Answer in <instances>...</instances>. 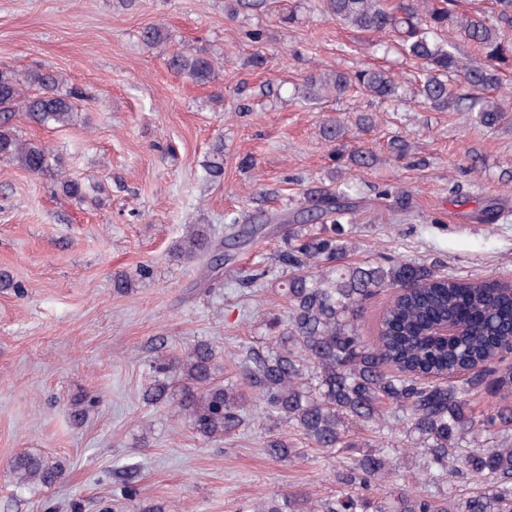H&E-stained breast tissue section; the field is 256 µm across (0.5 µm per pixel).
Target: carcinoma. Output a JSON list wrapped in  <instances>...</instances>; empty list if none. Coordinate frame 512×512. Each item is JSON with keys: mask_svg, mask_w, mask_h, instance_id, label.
Instances as JSON below:
<instances>
[{"mask_svg": "<svg viewBox=\"0 0 512 512\" xmlns=\"http://www.w3.org/2000/svg\"><path fill=\"white\" fill-rule=\"evenodd\" d=\"M331 19L364 31L396 36L401 50L423 64L420 89L424 104L438 111L476 109L479 123L500 125L512 104L498 95L499 67L512 51L504 28L479 16H459L447 2L435 0H320ZM474 45L480 60L440 41L448 27ZM149 47L167 41L160 26L141 31ZM168 69L195 83L215 78L208 52L176 51L165 58ZM354 88L394 100L401 96L393 75L376 69L354 74L319 70L307 75L298 92L306 101L340 98ZM78 92L63 90L52 70L16 71L0 67V161L35 175L47 169L48 152L14 128L19 110L43 126L72 123ZM207 177H224V148L217 144L203 163ZM57 186L82 199L84 183L66 175ZM350 185L309 200L292 221L321 222L316 235L296 231L277 255L288 277L283 281L288 315L284 335L267 351H252L240 362L244 384L266 416L288 422L315 447L348 452L357 447L349 426L372 422L399 425L425 450L424 475L434 483L456 473L481 478L483 491L469 498L450 494L438 500L400 489L380 494L381 483L396 469L394 458L365 454L335 474L353 493L315 504L288 500L285 494L259 498L253 512H512V400L503 398L491 412L476 416L473 396L483 389L512 385V291L505 283L451 278L419 262L390 259L373 265L342 262L352 250V231L342 224L349 210ZM187 260L211 259L209 228L192 224L173 248ZM381 291L390 300L379 318L377 338L364 341L360 322L367 301ZM448 317L461 327L458 336L429 335L431 324ZM213 347L198 341L184 356L155 365L161 375L146 393L147 403L165 405L185 416L192 430L210 439L242 426L247 408L233 385L217 380ZM278 458L297 456L283 439L266 443ZM16 488L50 487L65 476V466L38 451H23L11 461Z\"/></svg>", "mask_w": 512, "mask_h": 512, "instance_id": "obj_1", "label": "carcinoma"}]
</instances>
